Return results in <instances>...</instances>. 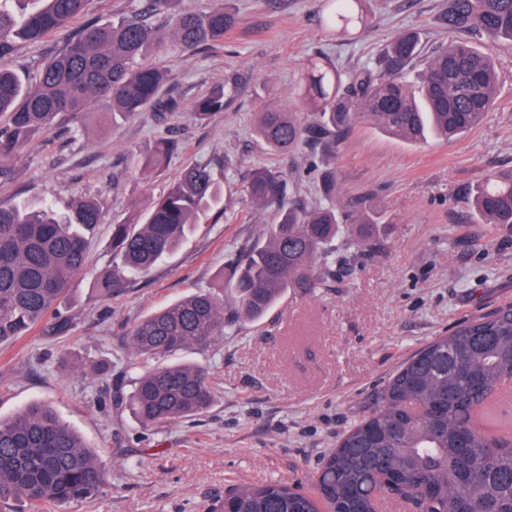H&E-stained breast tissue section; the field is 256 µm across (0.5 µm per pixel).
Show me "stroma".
Segmentation results:
<instances>
[{"mask_svg":"<svg viewBox=\"0 0 512 512\" xmlns=\"http://www.w3.org/2000/svg\"><path fill=\"white\" fill-rule=\"evenodd\" d=\"M236 25L223 42L186 54L166 44L149 63L168 74L177 111H145L96 126L90 102L71 135L41 137L0 184V204L50 202L66 211L78 197L99 199L103 221L90 239L88 265L59 307L73 328L57 334L44 321L0 346V416L32 402L51 405L95 449L107 480L96 498L64 512H211L242 484L287 481L308 488L342 435L379 405L389 378L417 350L458 323L512 303V228L481 223L470 190L512 168V43L483 40L494 60V104L453 141L412 144L371 122L356 121L329 163L337 207L367 247L344 244L345 267L320 288L283 297L263 318L233 317L207 348L176 353L206 368L213 404L192 417L151 425L135 420L128 398L150 363L131 349L144 315L188 292L211 288L243 243L263 240L272 210L247 197L252 168L288 179L290 196L322 204L309 149L275 154L258 140L257 113L296 112L311 60L339 70L374 65L393 36L421 33L425 51L447 44L446 0H366L368 25L337 36L322 18L327 0H224ZM234 89L223 112L198 123L193 102L224 79ZM178 141L165 168L142 175L138 163L160 139ZM210 162L224 210L210 213L149 275L127 280L111 299L94 279L111 268L106 244L114 220L144 209L191 162ZM373 222L358 227V212Z\"/></svg>","mask_w":512,"mask_h":512,"instance_id":"35a3bbf8","label":"stroma"}]
</instances>
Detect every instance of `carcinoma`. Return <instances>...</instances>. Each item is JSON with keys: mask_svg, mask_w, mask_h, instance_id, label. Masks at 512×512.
<instances>
[{"mask_svg": "<svg viewBox=\"0 0 512 512\" xmlns=\"http://www.w3.org/2000/svg\"><path fill=\"white\" fill-rule=\"evenodd\" d=\"M89 0H0V184L16 177L15 160L64 114L79 115L95 99L103 116L127 118L151 109L174 112L164 94L165 73L138 60L170 39L194 51L224 39L234 14L220 3L206 11L183 0H144L111 21L87 19L68 35L59 54L41 62L35 84H24L7 60L14 41L39 43L86 16ZM326 26L351 35L366 25L362 0H329ZM163 15L168 28L154 24ZM448 45L433 51L416 80L419 34L399 33L375 67L340 72L328 60L308 67L300 98L315 115L305 123L293 112H262L255 126L274 152L308 145L336 149L359 118L385 133L418 143L428 135L458 138L483 120L496 93L493 60L477 43L512 42V0H448L441 16ZM229 80L195 102L197 118L224 111ZM178 150L164 139L143 169H158ZM327 204L287 201L288 183L264 167L251 171L250 201L275 206L279 222L265 240L245 244L230 259L236 313L258 319L289 291L322 286L336 272L344 221L336 208V176L320 172ZM209 165L193 164L138 217L113 222L112 270L97 282L100 296L129 275H147L172 253L195 224L221 202ZM484 224L512 227V170L471 193ZM102 220L101 203L75 200L69 212L50 206L0 205V345L27 335L48 318L59 332L71 327L58 306L87 264V242ZM224 334V299L190 292L143 317L131 332L134 353L157 360L129 397L143 425L194 416L213 402L215 388L197 365L166 358L189 345L203 348ZM512 386V304L474 316L437 336L389 380L380 405L352 426L312 476L309 492L285 481L242 486L224 495L214 512H512V437L481 428L491 401ZM104 472L90 449L48 405L33 402L0 418V502L24 501L30 512L46 504L99 495Z\"/></svg>", "mask_w": 512, "mask_h": 512, "instance_id": "cac0c4a2", "label": "carcinoma"}]
</instances>
